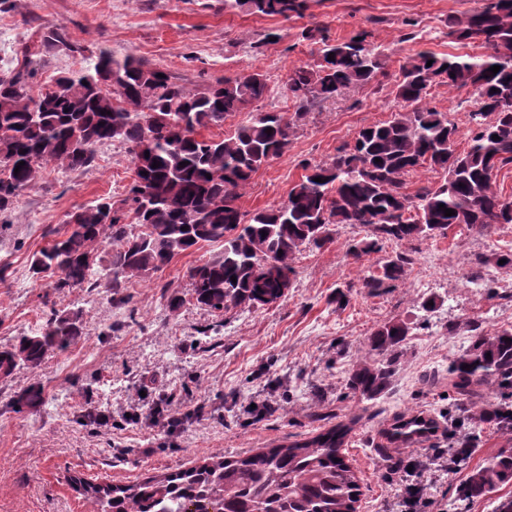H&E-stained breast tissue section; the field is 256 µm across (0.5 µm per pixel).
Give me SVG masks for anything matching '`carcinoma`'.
<instances>
[{
    "label": "carcinoma",
    "mask_w": 512,
    "mask_h": 512,
    "mask_svg": "<svg viewBox=\"0 0 512 512\" xmlns=\"http://www.w3.org/2000/svg\"><path fill=\"white\" fill-rule=\"evenodd\" d=\"M224 8L288 20L302 14L305 0H224ZM449 28L456 40L483 52L421 50L405 58L395 89L401 109L385 122L360 128L330 160L304 165L285 202L249 216L238 206L241 190L265 159L286 152L310 104L334 100L382 74L383 54L369 33L331 43L318 28L303 30L302 39L319 45L320 60L288 73L295 111L265 112L262 120L248 119L222 138L205 137L201 130L224 126L228 117L262 99L263 74L229 77L199 93L134 54L118 58L103 48L36 91L28 73L17 71L8 86L0 87V214L12 209L46 169H85L98 146L119 141L134 164L126 198L134 223L105 199L78 208L68 215L65 232L33 252L32 276L54 279L59 291L104 288L113 304L126 307L130 297L123 291L130 280L160 270L201 243H218L221 249L189 267L186 277L194 305L222 314L284 298L288 286L281 273L293 280L297 255L334 241L333 228L339 225L366 232L349 248L359 261L380 252L385 242L445 238L455 227L484 235L497 224H512V208L495 186L498 170L512 164V0H490L451 20ZM41 43L46 49L66 43L63 27L48 28ZM494 65L500 66L495 74L489 71ZM115 69L124 76L118 90L111 89ZM436 83L450 91L470 89L475 96L463 152L456 147L458 127L427 101ZM22 161L25 165L18 166ZM155 161L160 166L152 167ZM185 161L188 165L179 166ZM422 169L443 172L444 181L413 195L404 192L405 178ZM441 204L454 215H445ZM106 244L112 251L104 262L100 250ZM407 263L401 254L382 259L364 286L373 293L399 281ZM491 268L511 276L512 253L476 258L471 282L492 287ZM468 327L470 347L448 366V385L465 413L455 439L474 451L481 425L491 421L507 436V446L471 470L458 490L464 502L512 481V326L492 332L477 323ZM412 331L410 323L392 319L371 334L346 373L360 400L387 393ZM79 335L78 315L52 311L38 329L0 346V379L21 368H39L50 352L67 349ZM479 386L495 389L501 399L490 404L475 398ZM42 401L43 392L34 385L17 395L15 407L20 412ZM353 423L340 421L310 438L237 457L217 453L132 485L79 476L70 477L69 485L92 504L91 512H357L359 478L341 452ZM435 424L431 417L403 415L388 441L404 447Z\"/></svg>",
    "instance_id": "1"
}]
</instances>
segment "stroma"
<instances>
[{"label":"stroma","instance_id":"obj_1","mask_svg":"<svg viewBox=\"0 0 512 512\" xmlns=\"http://www.w3.org/2000/svg\"><path fill=\"white\" fill-rule=\"evenodd\" d=\"M486 3L308 0L303 16L284 21L226 10L224 0H9L0 10V30L8 34L10 62L0 64V74L23 68L28 54L40 53L29 78L36 89L105 48L119 57L135 54L197 92L222 77L261 72L268 91L253 110L289 112V71L318 61L316 45L300 36L303 29L320 28L332 42L371 33L386 49L383 76L312 107L285 154L243 190L238 204L249 215L283 203L304 163L331 159L361 127L397 111L394 75L405 57L425 49L467 52V45L450 37L448 21ZM54 25L64 28L69 45L41 53V35ZM272 33L277 41H269ZM473 100L469 90L442 85L428 97L457 125L461 151L468 144ZM132 177L126 146H101L86 169L46 170L0 224V343L40 324L48 306L80 314L83 323L82 336L39 369H20L0 380V512H87L68 485L70 476L129 485L220 451L268 448L349 419L355 425L343 453L360 477L358 512H400L398 478L386 458L405 451L388 444L385 431L410 411L447 420L453 407L448 365L471 343L467 320L482 318L489 331L512 325V277L499 276L492 295L467 277L476 255L512 250V225L488 236L457 230L444 239L389 242L382 253L359 261L348 248L363 233L342 226L333 242L299 256L280 302L221 317L191 303L171 310L164 297L169 285L189 295L186 270L216 253L213 245L135 279L130 309L113 304L103 290L59 292L33 278L30 257L47 245L51 230H64L68 213L102 198L122 207ZM397 253L410 259L403 279L368 293L364 275L381 257ZM340 292L349 298L343 307L336 303ZM430 298L434 308L423 310ZM392 318L416 327L407 361L386 395L360 401L344 377L377 325ZM215 325L220 332L212 345L197 346L196 338ZM34 382L43 388L42 405L16 411L15 396ZM314 384L324 389L323 401L313 397ZM269 398L271 413L247 412L249 403ZM161 400L172 413L192 411V418L172 430L149 426L150 410ZM95 409L108 416L107 424L84 423V414Z\"/></svg>","mask_w":512,"mask_h":512}]
</instances>
